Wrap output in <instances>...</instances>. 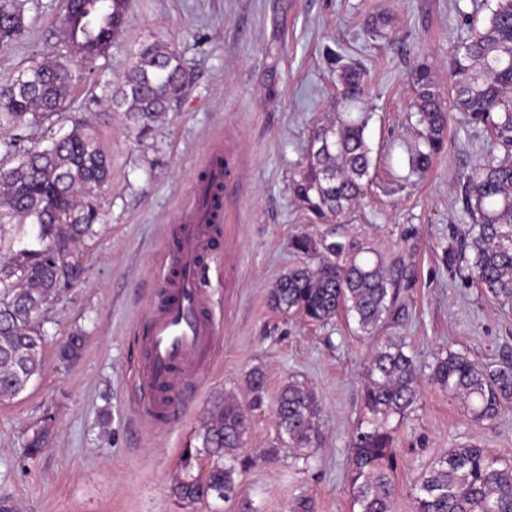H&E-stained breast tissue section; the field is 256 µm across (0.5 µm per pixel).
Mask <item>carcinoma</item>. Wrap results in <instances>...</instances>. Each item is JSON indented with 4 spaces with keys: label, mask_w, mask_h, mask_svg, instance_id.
<instances>
[{
    "label": "carcinoma",
    "mask_w": 512,
    "mask_h": 512,
    "mask_svg": "<svg viewBox=\"0 0 512 512\" xmlns=\"http://www.w3.org/2000/svg\"><path fill=\"white\" fill-rule=\"evenodd\" d=\"M26 0H0V48L21 38L26 30ZM129 0H67L58 20L64 38L57 55L20 69L0 90V130L18 131L41 119L60 117L79 71H90L96 57L122 30ZM453 83L448 100L468 124H481L493 146L503 152L476 165L463 184L461 199L471 220L464 234L448 248V268L463 281L496 299L512 300V0H497L485 25L451 59ZM414 107L424 127L427 151L415 158L428 167L446 143L448 115L431 68L423 63L412 74ZM187 88L179 55L168 45L144 46L118 85L105 97L117 112L145 123L168 110ZM367 94L355 69L340 73L338 95L345 111L314 133L307 163L295 184L296 197L323 216L339 214L361 195L372 166L365 139L369 115L358 111ZM16 157L14 166L0 167V229L6 224L35 233L31 247L0 258V400L24 392L43 370V337L34 333L32 317L65 282L72 271L54 253L67 254L98 219L96 191L108 180L111 162L97 136L80 125L52 139L42 150L13 136L0 141ZM303 254H322L316 270L295 267L271 289L270 305L283 312L326 322L350 312L359 330L377 334L394 306L402 279L389 272L373 248L348 239H294ZM85 345L71 335L59 348L63 359L77 357ZM401 338H389L369 357L363 405L369 414L365 428L350 440L354 503L359 512H391L394 484L393 430L388 422L403 415L417 398L420 368L406 353ZM431 379L462 400L476 422L495 419L512 400V361L482 363L458 351H448L430 366ZM251 405L263 403L265 373L248 376ZM273 412L281 443L303 448L311 441L318 413L315 395L302 383L283 385ZM247 411L228 401L218 406L201 427V446L186 450L185 463L206 455L212 463L177 484L180 499L204 503L212 497L230 499L236 491L234 474L248 431ZM416 512H512V464L488 450L467 444L450 448L435 459L417 485Z\"/></svg>",
    "instance_id": "carcinoma-1"
}]
</instances>
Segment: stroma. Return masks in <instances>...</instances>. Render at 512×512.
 Here are the masks:
<instances>
[{
    "label": "stroma",
    "mask_w": 512,
    "mask_h": 512,
    "mask_svg": "<svg viewBox=\"0 0 512 512\" xmlns=\"http://www.w3.org/2000/svg\"><path fill=\"white\" fill-rule=\"evenodd\" d=\"M496 0H132L121 34L70 94L64 117L94 131L112 159L97 193L100 221L67 258L72 275L34 316L44 370L25 392L0 403V500L14 512H357L349 440L362 418L364 364L374 343L404 338L422 366L447 350L492 362L512 359V301L466 285L445 253L469 218L461 187L491 150L483 126L454 117L445 148L427 170L411 74L428 64L441 90L450 59L490 15ZM65 0H29L27 29L0 50V87L31 61L55 55ZM385 26L372 30L369 16ZM160 41L180 56L189 88L147 125L113 111L100 94L117 84L142 44ZM371 89L363 108L374 167L359 202L321 217L295 196L313 132L338 108L342 66ZM231 160L223 243L205 277L221 334L212 363L189 382L182 414L153 423L136 413L140 323L161 288L169 232L191 198L213 148ZM344 234L404 266L396 306L379 332L353 317L326 324L272 309L268 292L295 266L298 235ZM86 336L63 361L60 341ZM266 374L264 405L250 409L232 499L189 506L175 493L182 455L214 405H248L247 377ZM296 380L315 394L316 438L281 446L272 411ZM396 450L392 512H416V483L448 449L472 443L512 462V402L476 423L463 403L421 375L416 403L392 417ZM50 442L34 460L32 435Z\"/></svg>",
    "instance_id": "obj_1"
}]
</instances>
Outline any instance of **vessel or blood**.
Masks as SVG:
<instances>
[{"instance_id": "b4317fda", "label": "vessel or blood", "mask_w": 512, "mask_h": 512, "mask_svg": "<svg viewBox=\"0 0 512 512\" xmlns=\"http://www.w3.org/2000/svg\"><path fill=\"white\" fill-rule=\"evenodd\" d=\"M229 162L219 149L206 158L182 223L173 225L169 270L151 316L139 327L143 357L138 403L142 417L173 419L176 395L208 362L218 327L202 275L215 251L224 222Z\"/></svg>"}]
</instances>
